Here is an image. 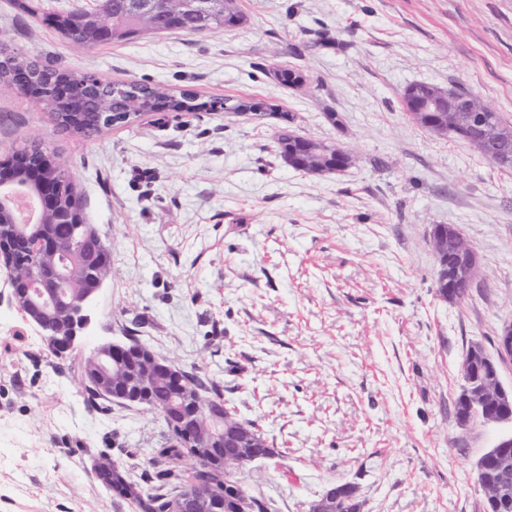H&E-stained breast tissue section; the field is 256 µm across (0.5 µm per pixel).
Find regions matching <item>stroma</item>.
<instances>
[{"mask_svg":"<svg viewBox=\"0 0 512 512\" xmlns=\"http://www.w3.org/2000/svg\"><path fill=\"white\" fill-rule=\"evenodd\" d=\"M94 0H0L23 54L209 100L273 101L311 140L354 151L340 174L286 166L278 120L150 112L86 138L0 85V159L37 140L72 170L112 273L77 347L52 357L0 274V512H137L99 486L108 456L149 468L167 436L140 406L88 408L79 362L131 329L198 368L280 459L236 471L270 512H308L353 484L360 512H483L478 458L503 426L459 425L469 345L512 323V170L405 111L413 83L459 85L512 123V0H239L238 29L79 47L33 16ZM274 67L308 85L275 83ZM435 224L458 227L480 271L436 294Z\"/></svg>","mask_w":512,"mask_h":512,"instance_id":"35a3bbf8","label":"stroma"}]
</instances>
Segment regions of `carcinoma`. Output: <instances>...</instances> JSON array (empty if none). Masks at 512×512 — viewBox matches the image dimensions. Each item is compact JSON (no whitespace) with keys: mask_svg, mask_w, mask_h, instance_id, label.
Here are the masks:
<instances>
[{"mask_svg":"<svg viewBox=\"0 0 512 512\" xmlns=\"http://www.w3.org/2000/svg\"><path fill=\"white\" fill-rule=\"evenodd\" d=\"M155 27L149 29L141 22L134 0H98L93 8L77 6L64 12L41 14V22L54 29L67 44L75 46H97L132 40L151 32L160 34L181 31L197 34L204 31L224 30L239 27L246 23L238 0H170L168 9L156 12ZM0 83L14 87L24 95L35 93L43 109L51 112L58 128L67 133L92 137L106 125L100 122L101 114L114 112H229L243 111L244 98L229 96L221 100L201 101L189 91H174L170 88L141 82L138 80L120 81L112 84H98L88 72L73 71L58 64L44 61L37 54L19 55L15 49L0 39ZM430 94L422 83L407 86L402 93V103L406 112L413 114L414 106ZM304 138L289 126L280 127L275 137L279 156L289 168L303 173L309 166L302 157ZM15 174L20 185L35 183L34 174L46 168L51 158L42 143L32 141L16 151ZM52 183L62 204L85 210L84 199L77 188L72 172L66 164L60 163L49 170ZM14 212L4 214L5 223H0V258L6 265L16 268L18 288L29 287L31 275L51 262L47 250L31 249L28 236L41 235L63 251L73 249L75 254H83L89 245L82 238L83 229L78 224L56 223L48 217L46 223L21 231L10 223ZM97 274L106 278L111 273V253L106 244L96 247ZM129 349L120 370L113 371L104 380L95 376L94 364L89 357L81 362L79 381L87 405L108 409L112 400L103 396L102 385L106 384L118 391L124 381L133 377L142 367L136 348L140 338L129 337ZM180 376L191 384L195 391V401L204 404L209 400H222V387L214 380L200 375L193 369H179ZM173 389L166 382L156 383L141 395L137 404L158 413L168 406ZM230 425L246 429L256 435L264 445L267 456L277 455L276 449L269 446L264 434L255 422L239 419L228 414ZM167 441L157 450L151 467L142 471L138 479L130 475L129 466L116 463V467L105 469L95 465V476L99 485L112 497L133 504L140 512H171L170 505L184 491H204L212 484H221L224 477L219 470L225 467L234 469L238 461L246 455L245 448L232 446L219 439L213 443L216 448L215 461L205 470L193 465L182 469L179 464L188 460L176 446L179 432L167 428ZM488 480L507 491L504 512H512V471L501 473L492 468ZM334 512H360L356 488L344 492L336 500Z\"/></svg>","mask_w":512,"mask_h":512,"instance_id":"cac0c4a2","label":"carcinoma"}]
</instances>
